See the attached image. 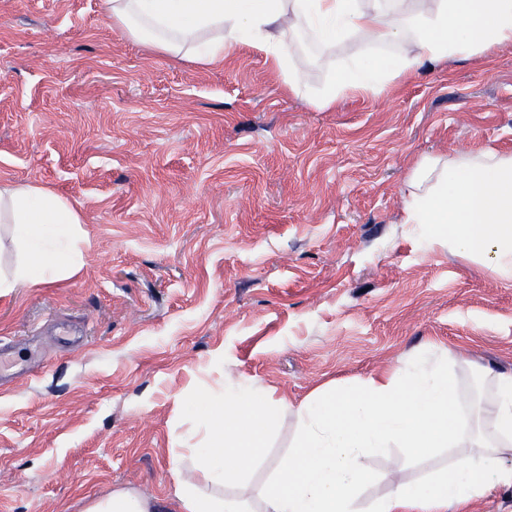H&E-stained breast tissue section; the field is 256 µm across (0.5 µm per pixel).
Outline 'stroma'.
Segmentation results:
<instances>
[{"mask_svg":"<svg viewBox=\"0 0 512 512\" xmlns=\"http://www.w3.org/2000/svg\"><path fill=\"white\" fill-rule=\"evenodd\" d=\"M299 56L307 86L366 57ZM512 152V47L320 111L259 51L204 67L147 50L102 0H0V183L76 203L81 267L0 295V512H85L131 489L167 504L225 380L300 399L403 368L427 342L512 370V281L402 221L421 155ZM372 499L430 466L368 464Z\"/></svg>","mask_w":512,"mask_h":512,"instance_id":"35a3bbf8","label":"stroma"}]
</instances>
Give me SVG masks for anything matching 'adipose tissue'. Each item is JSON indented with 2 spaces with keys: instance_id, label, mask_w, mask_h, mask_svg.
<instances>
[{
  "instance_id": "adipose-tissue-1",
  "label": "adipose tissue",
  "mask_w": 512,
  "mask_h": 512,
  "mask_svg": "<svg viewBox=\"0 0 512 512\" xmlns=\"http://www.w3.org/2000/svg\"><path fill=\"white\" fill-rule=\"evenodd\" d=\"M114 27L155 51L211 66L239 46L261 50L289 94L304 86L301 42L326 49L357 38L376 55L352 61L312 99L320 110L365 96L421 67L484 60L512 46V0H104ZM403 221L463 259L512 279V152L493 147L426 154L410 167ZM76 205L43 185L0 184V223L23 257L0 271V293L39 288L73 269L80 254ZM437 344L408 367L353 384L320 386L300 401L245 383L224 399L195 396L204 439L193 468L175 469L171 512H469L493 487L512 488V371L480 368L488 396L464 393ZM297 433L286 459L251 497L245 474L282 413ZM402 449L414 460L448 451V464L369 501L368 459ZM157 499L116 490L86 512H159Z\"/></svg>"
}]
</instances>
